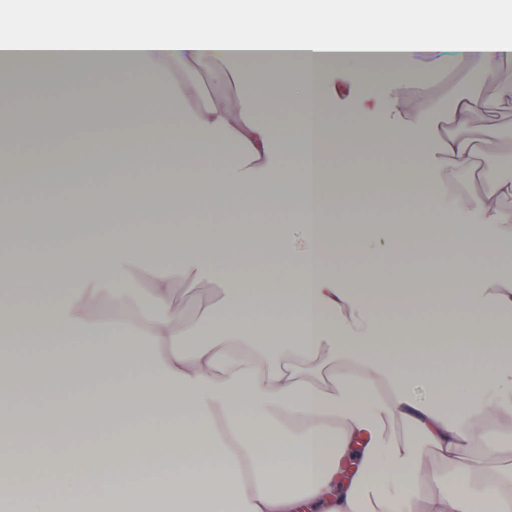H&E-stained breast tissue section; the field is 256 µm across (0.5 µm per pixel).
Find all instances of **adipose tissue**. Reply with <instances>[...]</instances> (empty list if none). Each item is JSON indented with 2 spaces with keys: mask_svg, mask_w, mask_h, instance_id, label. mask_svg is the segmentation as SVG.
<instances>
[{
  "mask_svg": "<svg viewBox=\"0 0 512 512\" xmlns=\"http://www.w3.org/2000/svg\"><path fill=\"white\" fill-rule=\"evenodd\" d=\"M472 0H453L449 14L434 0H308L285 6L278 44L246 46L241 35L255 25L254 0H236L233 11L198 8L179 12L167 32L134 43H105V32L149 23L146 0L74 12L75 44L36 41L17 47L15 60L45 63L88 56L70 91L86 82L108 91L115 72L98 59L125 56L152 82L156 104L176 105L175 124L141 122L135 88H121L127 116L120 130L160 145L157 176L146 190L113 179L107 202L114 220H130L136 232L104 235L97 227H70L65 247L39 253L18 250L29 234L27 209L14 211L0 235V320L9 329L0 348L34 352L35 370L62 358L111 360L107 374L59 383L25 385L11 369L0 370V406L19 409L14 426L0 433V482L59 484L81 492L111 474L119 512H476L494 490L495 512H512V280L500 281L489 261L512 241V178L484 175L473 194L449 191L448 175L475 174L479 150L471 139L486 102L477 94L452 93L450 129L440 132L434 108L408 112V71L420 63L439 67L450 55L495 77L512 58L504 31L512 17L494 0L472 10ZM451 28V40L439 37ZM277 64L282 93L262 92L259 68L244 59ZM233 68L243 92L223 105L197 102V80H223ZM354 100L358 122L338 126L330 111L341 96ZM299 118L278 129L261 115L278 103ZM370 150L413 154L417 171L363 168L328 170L326 154ZM296 162H286L284 151ZM441 154L452 165L433 162ZM222 170L220 182L198 172L201 163ZM52 156L17 150L0 165V183L14 197L52 198L57 186L76 180ZM385 191L386 203L408 214L428 207L476 213L479 225L439 233L433 224L329 229L328 212L359 202L351 191ZM205 205L211 210H284L292 224H228L216 237L185 225L171 230L167 213ZM437 247L463 262L436 273L418 258ZM383 251L393 277L369 267L351 281L339 272L353 255ZM479 253V263L467 261ZM261 261L286 267L264 280L243 275ZM220 279L223 300L204 315L210 333L197 337L174 306L175 282ZM147 282L154 306H137V286ZM35 293L53 299L48 308H22ZM108 294L119 315L94 322L89 304ZM447 302L453 318L431 328L410 318L419 307ZM472 311L493 312L495 327L466 320ZM404 322L394 325L390 313ZM267 333L256 335L254 321ZM454 359L450 374L439 371ZM333 363L323 381L318 360ZM480 363L489 375L476 374ZM434 390L431 400L406 391L409 381ZM465 386L487 387L478 400ZM112 403L106 423L115 438L105 458L78 459L66 452L40 457L7 449L26 435L35 417L42 440L74 439L90 407ZM190 411L193 423H171ZM398 420L407 435L394 439L386 423ZM438 458L444 476L430 471Z\"/></svg>",
  "mask_w": 512,
  "mask_h": 512,
  "instance_id": "adipose-tissue-1",
  "label": "adipose tissue"
}]
</instances>
